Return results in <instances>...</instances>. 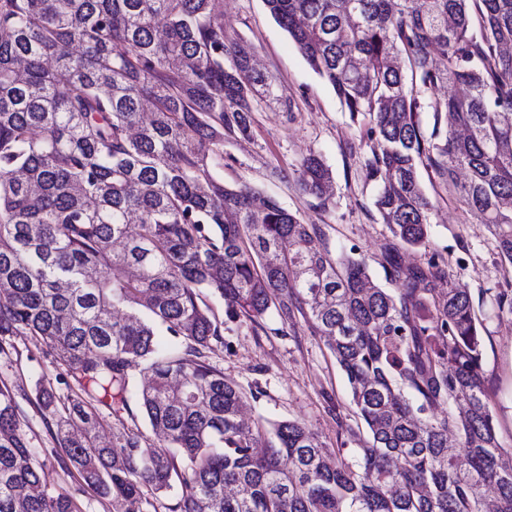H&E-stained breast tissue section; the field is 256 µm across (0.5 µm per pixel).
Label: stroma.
<instances>
[{"mask_svg":"<svg viewBox=\"0 0 512 512\" xmlns=\"http://www.w3.org/2000/svg\"><path fill=\"white\" fill-rule=\"evenodd\" d=\"M224 29L229 42L251 49L257 67L276 75L282 95L294 103L286 113L267 102L251 114L249 138L224 143L226 185L246 184L275 198L304 222L320 225L323 241L333 254L350 250L364 257L374 280L388 290L383 254L392 234L373 206V186L365 180L364 163L371 144L364 126L351 121L332 87L308 66L299 50L267 12L263 0H223ZM322 156L335 177V192L320 205L296 183L295 171L309 153ZM426 192L435 205L427 247H402L403 265L438 261L453 285L466 289L481 323L482 369L498 439L512 448V314L499 312L497 293L512 290V265L504 262L487 225L481 224L422 171ZM277 314L261 326L225 321L224 341L214 345L210 362L244 391L245 414L255 420H297L325 443L331 457L356 462L360 425L350 403L345 374L319 337L305 324L279 335ZM18 361L0 360V382L14 392L26 419L23 429L32 447L47 448L51 439L31 406L39 383L55 379L60 368L44 344L27 334L12 339Z\"/></svg>","mask_w":512,"mask_h":512,"instance_id":"35a3bbf8","label":"stroma"}]
</instances>
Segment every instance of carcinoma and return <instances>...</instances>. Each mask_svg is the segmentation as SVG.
Segmentation results:
<instances>
[{
  "instance_id": "cac0c4a2",
  "label": "carcinoma",
  "mask_w": 512,
  "mask_h": 512,
  "mask_svg": "<svg viewBox=\"0 0 512 512\" xmlns=\"http://www.w3.org/2000/svg\"><path fill=\"white\" fill-rule=\"evenodd\" d=\"M263 3L368 124L366 179L398 292L364 260L332 256L319 225L216 175L224 139L249 137L255 104L278 99L226 42L216 0H0V356L22 330L62 367L67 393L41 384L34 405L58 465L79 476L71 492L47 483L3 384L0 512H83L86 495L160 512L175 485L168 512H512L473 301L437 288L438 265L398 261L399 246L429 243L423 167L512 264V0ZM296 172L326 206L322 156ZM210 298L230 321L275 312L323 339L365 425L358 467L327 465L297 420L243 423L244 392L208 360L224 343ZM102 406L110 445L97 443Z\"/></svg>"
}]
</instances>
